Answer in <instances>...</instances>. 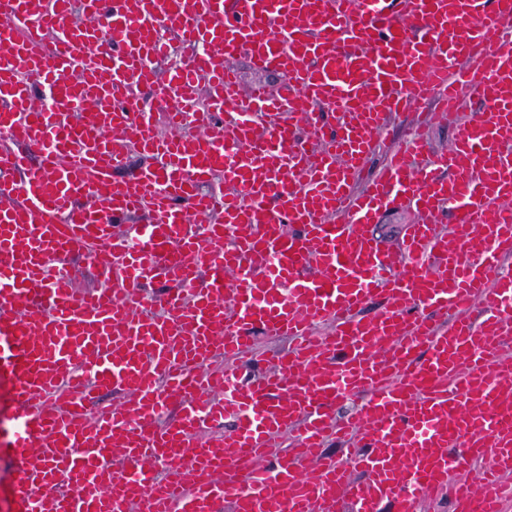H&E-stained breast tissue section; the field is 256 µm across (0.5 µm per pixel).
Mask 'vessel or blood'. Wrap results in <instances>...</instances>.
Masks as SVG:
<instances>
[{
    "label": "vessel or blood",
    "instance_id": "vessel-or-blood-1",
    "mask_svg": "<svg viewBox=\"0 0 512 512\" xmlns=\"http://www.w3.org/2000/svg\"><path fill=\"white\" fill-rule=\"evenodd\" d=\"M508 25L512 0H0L13 512H505ZM421 107L448 151L416 128L385 150ZM395 207L419 215L396 258ZM235 67L240 72L243 87L247 88L255 81H263L265 82L270 89H274L275 87L280 88L282 84L281 76L275 71H267V72H258L251 69L247 63L245 56L240 55L234 61ZM417 215L406 209L392 208L382 213L376 224V233L381 246L386 250L397 253L398 239L404 224H408Z\"/></svg>",
    "mask_w": 512,
    "mask_h": 512
}]
</instances>
